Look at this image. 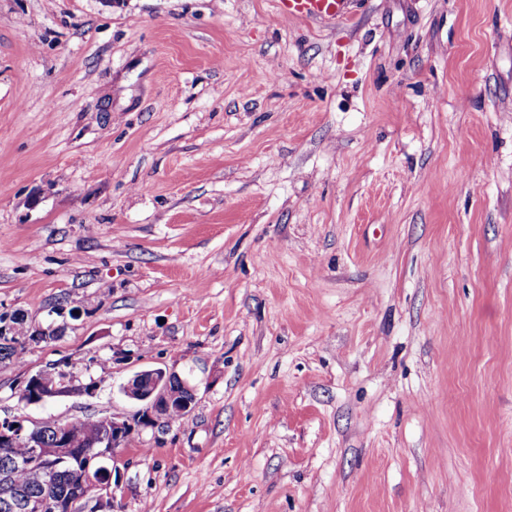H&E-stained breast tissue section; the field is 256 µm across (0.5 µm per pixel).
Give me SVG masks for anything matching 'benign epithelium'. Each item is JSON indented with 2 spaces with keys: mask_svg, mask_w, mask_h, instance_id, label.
Wrapping results in <instances>:
<instances>
[{
  "mask_svg": "<svg viewBox=\"0 0 512 512\" xmlns=\"http://www.w3.org/2000/svg\"><path fill=\"white\" fill-rule=\"evenodd\" d=\"M50 330L44 328L27 329L14 323L0 326V334L12 335L21 345L39 343L49 338ZM58 379L52 383L44 380L45 374L39 371L24 381L20 400L27 405L46 403L56 397L75 391L90 394L95 383L77 387L71 374L63 369L56 370ZM121 394L129 401L141 406L145 413L143 426L164 427L169 424V416L174 402L184 403L182 394L195 396V389L175 371L166 368L144 369L135 372L121 387ZM102 423L108 434L100 437L95 447L85 451L86 468L82 489L66 500L56 504L60 512H108L113 507L114 489L111 480H104L89 471V465L101 471L106 465L117 468L119 450L126 447L125 430L129 425L125 416H105ZM70 421L58 420L55 436L48 438L43 424L30 427L26 419L19 416L0 418V440H24L31 448L30 463L45 470L55 468L59 463L73 457L76 444L70 437ZM0 498L12 503L17 512H45L47 501L16 493L10 470H0Z\"/></svg>",
  "mask_w": 512,
  "mask_h": 512,
  "instance_id": "obj_1",
  "label": "benign epithelium"
}]
</instances>
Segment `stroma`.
<instances>
[{"mask_svg":"<svg viewBox=\"0 0 512 512\" xmlns=\"http://www.w3.org/2000/svg\"><path fill=\"white\" fill-rule=\"evenodd\" d=\"M350 9L0 0V416L196 389L116 512H512V0ZM350 0H277V8L284 18L305 20L337 19L348 14ZM0 352L1 354H5L3 351H7L8 354L4 355V357L0 358V362L5 361V356H15L18 355L17 348L13 347L11 342H13L12 336L18 341V344L26 345L29 343H39L49 338V329L44 328H34V329H25L24 323L22 326L16 325L14 323H10L7 319V323L5 325L0 326ZM121 394L129 401L139 404L145 413L144 427H164L177 422L190 411L176 404L177 398L187 393L196 399L195 389L174 370L166 368L144 369L135 372L120 388ZM171 413V415H170ZM45 371H39L29 376L20 391V400L26 405L46 403L56 397L68 395L79 391L84 394H90L95 389V382L76 387L73 383L71 374L63 369L55 368L58 379L53 383L44 380Z\"/></svg>","mask_w":512,"mask_h":512,"instance_id":"stroma-1","label":"stroma"}]
</instances>
